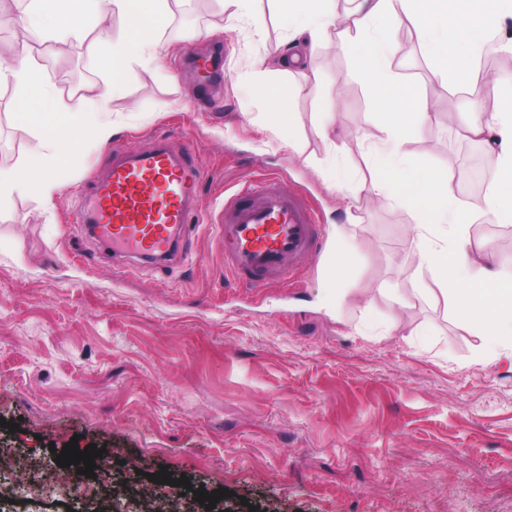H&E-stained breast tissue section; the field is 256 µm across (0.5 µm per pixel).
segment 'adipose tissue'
<instances>
[{
    "instance_id": "adipose-tissue-1",
    "label": "adipose tissue",
    "mask_w": 512,
    "mask_h": 512,
    "mask_svg": "<svg viewBox=\"0 0 512 512\" xmlns=\"http://www.w3.org/2000/svg\"><path fill=\"white\" fill-rule=\"evenodd\" d=\"M277 3L291 33L288 52L279 58L280 73L292 74L306 47L333 41L350 51L355 68L377 95L383 137L370 153L379 169L359 188L411 211V241L425 275L421 295L443 296L469 332L481 337L484 357L506 356L512 350V269L504 268L494 254H473L467 226L478 219L512 224V87L502 85L493 73H477L475 67L488 37L512 22V0H353V8L342 17L336 13V0ZM168 9L169 0H29L31 14L48 10L56 16L51 28L37 34L43 43L81 31L89 16L99 18L86 52L102 64L108 80L96 96L93 113L65 109L27 113V120L37 128L34 150L41 165L16 173L0 170L1 209L14 195L28 191L52 200L59 189L55 165L71 157L85 137L99 144L111 141L114 127L107 103L131 61L130 47L153 49L151 35ZM115 12L127 19L126 26L116 31L105 25ZM404 20L430 55L433 80L457 92L480 78L497 98L493 112L471 113L464 123L466 132L494 156L500 174L476 210L461 205L448 178L421 181L403 165L404 144L429 119V109L415 88L390 67L395 28ZM9 80L31 96L54 97L36 56L0 66V83Z\"/></svg>"
}]
</instances>
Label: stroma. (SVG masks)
I'll return each mask as SVG.
<instances>
[{"label": "stroma", "instance_id": "stroma-1", "mask_svg": "<svg viewBox=\"0 0 512 512\" xmlns=\"http://www.w3.org/2000/svg\"><path fill=\"white\" fill-rule=\"evenodd\" d=\"M251 20L220 13L215 0L172 5L159 30L158 60L132 65L108 102L109 143L85 142L61 165L52 201L29 192L0 211V450L24 465L54 461L77 439L102 449L96 468L109 512H140L138 495L185 508L195 491L227 489L213 512H512V361L480 357L481 340L426 300L409 246L406 208L358 192L373 171L377 97L349 53L319 49L304 70L324 76L319 92L283 98L288 122L274 124L254 79L261 60L286 51L275 0H253ZM220 52L229 79L217 102L198 106L184 62ZM421 49L398 50L392 68L428 105L430 121L407 142L406 164L425 179L449 176L465 207L482 200L476 166H494L443 112L448 99L426 76ZM62 102L86 111L106 74L79 38L44 62ZM24 98L0 85V169L35 164ZM345 132L338 150L318 135V112ZM192 143L205 178L203 220L188 258L164 274L121 273L82 234L75 196L134 138ZM349 171L338 191L286 142ZM276 178L317 213L328 236L290 278L228 285L208 224L245 186ZM353 229L356 288L368 301L337 304L328 263L334 229ZM403 293L395 327L389 289ZM167 469L173 481L151 485ZM187 476L189 487L176 483ZM65 487L27 497L22 468L0 471V512H78Z\"/></svg>", "mask_w": 512, "mask_h": 512}]
</instances>
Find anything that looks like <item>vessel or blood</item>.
Returning a JSON list of instances; mask_svg holds the SVG:
<instances>
[{
	"mask_svg": "<svg viewBox=\"0 0 512 512\" xmlns=\"http://www.w3.org/2000/svg\"><path fill=\"white\" fill-rule=\"evenodd\" d=\"M201 177L190 148L174 149L164 136L135 141L94 176L78 202L81 221L113 259L168 269L182 261L184 236L198 220ZM215 230L226 268L244 287L288 278L323 238L312 209L274 180L226 203Z\"/></svg>",
	"mask_w": 512,
	"mask_h": 512,
	"instance_id": "vessel-or-blood-1",
	"label": "vessel or blood"
}]
</instances>
